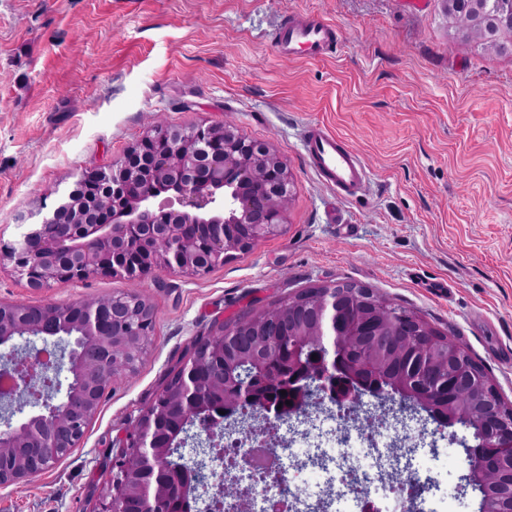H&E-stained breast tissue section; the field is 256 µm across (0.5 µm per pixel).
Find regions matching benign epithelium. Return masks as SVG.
Returning a JSON list of instances; mask_svg holds the SVG:
<instances>
[{
    "mask_svg": "<svg viewBox=\"0 0 512 512\" xmlns=\"http://www.w3.org/2000/svg\"><path fill=\"white\" fill-rule=\"evenodd\" d=\"M444 4L451 39L465 34L484 42L490 52H512V19L494 20L495 36L489 37L480 0ZM164 179L171 183L172 195L161 207L150 182ZM96 185L110 187L112 197H120L111 223L100 216L87 191ZM292 186L287 163L269 144L247 137L231 123L158 126L116 165L84 174L41 223L27 225L19 239L1 244L0 262L12 263L37 291L96 277L198 276L277 235ZM51 223L59 231L48 237L44 229ZM241 226L248 236H240ZM374 303L373 289L342 282L313 289L310 306L304 298L296 300L288 317L310 326L334 350L351 337L383 350L397 336L435 346L437 332L422 317L404 316L389 331L374 319ZM156 318L154 305L135 293L94 303L0 300V348L12 347L18 339L42 342V347L0 365L17 383L13 394H0V487L37 477L77 447L112 382L133 373L148 353L146 332ZM257 330L274 354L285 338L280 324L260 323ZM49 352L53 360L46 361ZM65 359L70 373L66 389L57 379L53 384V392L64 391L60 401L45 402L40 411L12 422L29 404L24 393ZM193 360L189 357L167 378L119 441L112 479L101 492V512H132L131 500L148 491L139 473L129 469V459L152 457L164 465L168 449L157 446L153 434L160 419L173 411L165 405L166 386H172L185 416L202 408ZM317 366L315 402L354 399L337 394L336 357L325 354ZM448 388L470 395L477 406L473 424L481 446L467 456V481L484 487L492 483L497 494L485 497L483 512H496L498 500H512V407L504 405L494 383L460 350L448 355Z\"/></svg>",
    "mask_w": 512,
    "mask_h": 512,
    "instance_id": "1",
    "label": "benign epithelium"
}]
</instances>
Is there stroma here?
<instances>
[{"label": "stroma", "mask_w": 512, "mask_h": 512, "mask_svg": "<svg viewBox=\"0 0 512 512\" xmlns=\"http://www.w3.org/2000/svg\"><path fill=\"white\" fill-rule=\"evenodd\" d=\"M312 13L339 42L279 56V22ZM228 121L287 161L280 234L195 278H92L28 288L0 265V300L71 302L134 291L158 316L136 373L116 380L83 440L52 469L0 488V512H98L131 423L217 321L321 285L355 282L454 338L512 402V55L449 42L443 0H0V239L18 211L57 201L156 121ZM341 137L369 178L344 197L312 169L301 134ZM416 463L442 475L457 512L462 427L427 425ZM446 453L432 457L428 441Z\"/></svg>", "instance_id": "obj_1"}]
</instances>
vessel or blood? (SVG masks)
Returning <instances> with one entry per match:
<instances>
[{
    "mask_svg": "<svg viewBox=\"0 0 512 512\" xmlns=\"http://www.w3.org/2000/svg\"><path fill=\"white\" fill-rule=\"evenodd\" d=\"M338 44L335 27L322 19L292 14L274 36L277 52L286 56L318 59ZM302 142L310 164L320 179L337 194L350 196L362 187L367 171L357 153L334 133L321 126H307Z\"/></svg>",
    "mask_w": 512,
    "mask_h": 512,
    "instance_id": "b4317fda",
    "label": "vessel or blood"
}]
</instances>
